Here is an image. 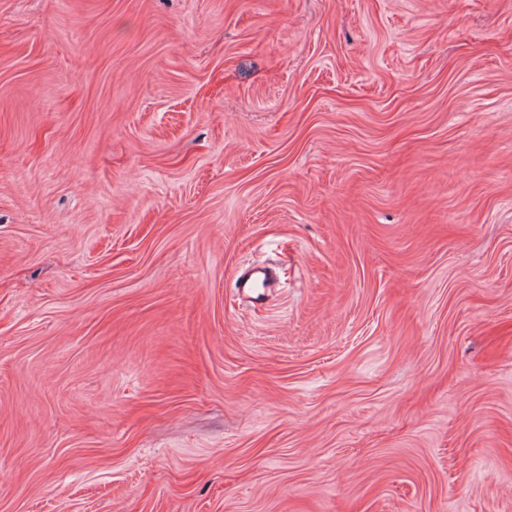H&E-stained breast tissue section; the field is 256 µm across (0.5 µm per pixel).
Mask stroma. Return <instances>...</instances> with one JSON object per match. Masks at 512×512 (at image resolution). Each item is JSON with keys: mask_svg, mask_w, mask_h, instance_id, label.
I'll list each match as a JSON object with an SVG mask.
<instances>
[{"mask_svg": "<svg viewBox=\"0 0 512 512\" xmlns=\"http://www.w3.org/2000/svg\"><path fill=\"white\" fill-rule=\"evenodd\" d=\"M0 512H512V0H0Z\"/></svg>", "mask_w": 512, "mask_h": 512, "instance_id": "stroma-1", "label": "stroma"}]
</instances>
